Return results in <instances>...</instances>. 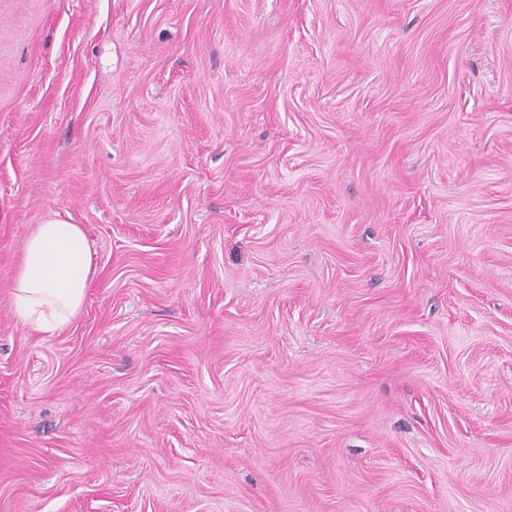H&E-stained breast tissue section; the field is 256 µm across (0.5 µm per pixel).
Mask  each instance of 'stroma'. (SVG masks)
I'll use <instances>...</instances> for the list:
<instances>
[{"mask_svg":"<svg viewBox=\"0 0 512 512\" xmlns=\"http://www.w3.org/2000/svg\"><path fill=\"white\" fill-rule=\"evenodd\" d=\"M0 512H512V0H0ZM95 268L85 232L55 215L36 224L13 284L23 325L52 334L78 313Z\"/></svg>","mask_w":512,"mask_h":512,"instance_id":"1","label":"stroma"}]
</instances>
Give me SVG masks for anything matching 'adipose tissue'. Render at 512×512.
<instances>
[{
  "label": "adipose tissue",
  "mask_w": 512,
  "mask_h": 512,
  "mask_svg": "<svg viewBox=\"0 0 512 512\" xmlns=\"http://www.w3.org/2000/svg\"><path fill=\"white\" fill-rule=\"evenodd\" d=\"M95 268L83 229L54 216L36 225L13 284L23 325L54 333L78 313Z\"/></svg>",
  "instance_id": "1"
}]
</instances>
